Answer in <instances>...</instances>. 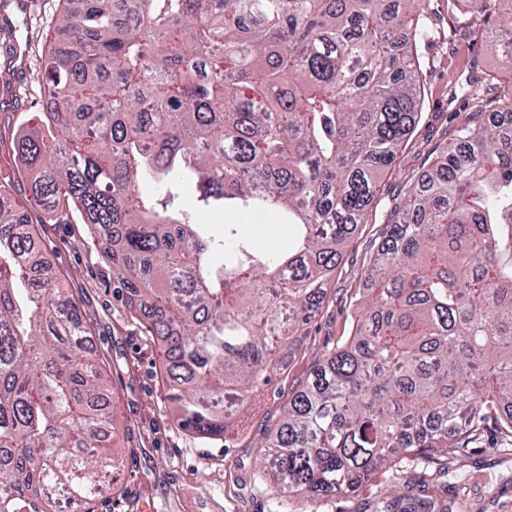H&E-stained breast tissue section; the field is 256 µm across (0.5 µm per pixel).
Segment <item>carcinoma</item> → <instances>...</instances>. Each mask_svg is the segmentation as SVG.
Here are the masks:
<instances>
[{"mask_svg": "<svg viewBox=\"0 0 512 512\" xmlns=\"http://www.w3.org/2000/svg\"><path fill=\"white\" fill-rule=\"evenodd\" d=\"M426 0H58L52 108L14 149L31 206L73 210L130 313L164 343L181 426L224 434L325 298L420 109ZM512 68V9L482 34ZM367 270L362 318L288 401L260 463L290 494L349 495L399 456L512 446V83L469 95ZM271 209L260 251L179 203ZM153 191L147 194L143 186ZM0 180V512H94L116 469L110 390L79 303ZM380 494L368 512H416Z\"/></svg>", "mask_w": 512, "mask_h": 512, "instance_id": "carcinoma-1", "label": "carcinoma"}]
</instances>
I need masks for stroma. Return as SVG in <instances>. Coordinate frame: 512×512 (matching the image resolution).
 <instances>
[{
  "instance_id": "obj_1",
  "label": "stroma",
  "mask_w": 512,
  "mask_h": 512,
  "mask_svg": "<svg viewBox=\"0 0 512 512\" xmlns=\"http://www.w3.org/2000/svg\"><path fill=\"white\" fill-rule=\"evenodd\" d=\"M56 0H38L32 13H11L0 29V174L21 169L12 143L34 131V113L44 111L43 88L32 74L41 64ZM495 0L481 13L465 0H426L429 32L416 55L422 89L420 119L392 167L379 179L364 224L342 251L323 307L300 348L284 352L277 376L253 400L238 427L219 439L201 438L178 423L165 397L161 346L112 294V270L77 216L54 222L29 212L46 245L44 261L60 274V286L79 300L92 326L89 345L103 358L115 403L112 433L124 444L113 489L96 512H365L380 488L403 490L419 482L429 488L436 512H512V451L483 447L449 461L447 474L401 462L356 493L310 500L283 492L259 466V445L278 427L295 386L322 361L327 345L349 336L366 269L383 241L391 214L434 160L467 104L451 98L461 72L478 66L493 84L512 80L508 69L481 43V35L505 11ZM181 201L199 224H239L252 245L276 250L288 242L275 213L247 215L198 211L194 189L183 185Z\"/></svg>"
}]
</instances>
